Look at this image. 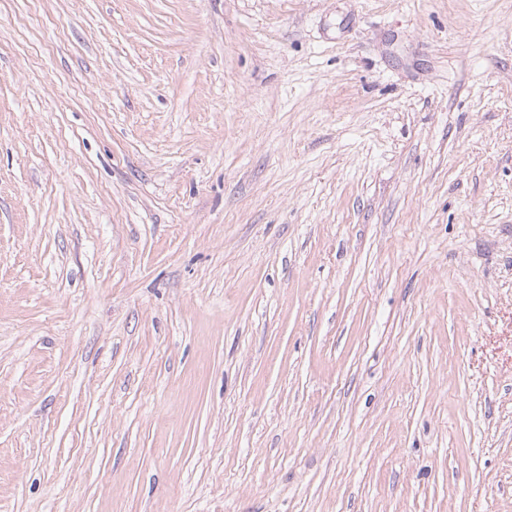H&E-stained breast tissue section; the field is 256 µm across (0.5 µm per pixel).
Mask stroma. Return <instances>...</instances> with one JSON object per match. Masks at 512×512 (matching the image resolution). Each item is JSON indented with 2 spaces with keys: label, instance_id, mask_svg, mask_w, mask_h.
Returning a JSON list of instances; mask_svg holds the SVG:
<instances>
[{
  "label": "stroma",
  "instance_id": "obj_1",
  "mask_svg": "<svg viewBox=\"0 0 512 512\" xmlns=\"http://www.w3.org/2000/svg\"><path fill=\"white\" fill-rule=\"evenodd\" d=\"M0 512H512V0H0Z\"/></svg>",
  "mask_w": 512,
  "mask_h": 512
}]
</instances>
